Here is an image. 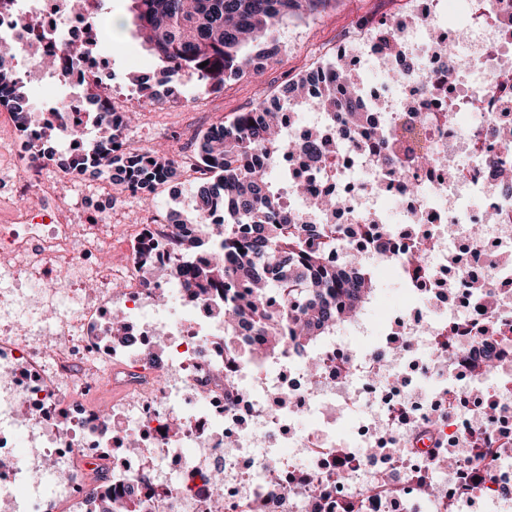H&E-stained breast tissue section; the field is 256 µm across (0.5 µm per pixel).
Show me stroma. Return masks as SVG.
<instances>
[{
    "label": "stroma",
    "mask_w": 512,
    "mask_h": 512,
    "mask_svg": "<svg viewBox=\"0 0 512 512\" xmlns=\"http://www.w3.org/2000/svg\"><path fill=\"white\" fill-rule=\"evenodd\" d=\"M130 7V0H112L111 17L96 21L89 35L97 43L96 53L111 59L108 72L113 95L132 97L128 109L134 112L135 120L125 133L128 146L141 152L163 149L174 156L180 155L186 143L197 142L210 126L276 96L288 80L330 62L339 33L360 32L376 21L374 0H335L333 8L325 13L283 26L281 50L262 77L230 80L221 92L214 93L195 78L185 76L177 95L157 105L138 93L130 81L131 76L162 69L158 58L138 38ZM191 192L189 178L178 175L168 188L154 196L152 203L136 196H115L113 250L123 249L127 228L142 222L146 210L166 214L173 208H185Z\"/></svg>",
    "instance_id": "35a3bbf8"
}]
</instances>
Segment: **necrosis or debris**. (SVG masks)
I'll use <instances>...</instances> for the list:
<instances>
[{"instance_id": "4bbe7bcc", "label": "necrosis or debris", "mask_w": 512, "mask_h": 512, "mask_svg": "<svg viewBox=\"0 0 512 512\" xmlns=\"http://www.w3.org/2000/svg\"><path fill=\"white\" fill-rule=\"evenodd\" d=\"M16 0L0 5V34L17 56L54 55L58 69L40 67L30 80L80 88L62 102L68 125L85 118L84 90L115 111L103 65L71 56L87 40V16L65 11V0ZM394 25L397 48L363 41L336 43V61L353 71L360 126H336L319 154L287 156L289 182L340 196L336 214L314 224L338 228L327 259L340 266L357 249L374 274L404 270L415 244L412 225L431 243L436 288L406 304L397 330L375 339L362 320L348 323L363 340L328 337L308 361L252 367L224 355V319L217 297H187L176 278L158 277L174 252L172 228L153 217L137 225L119 260H111L112 193L88 189L77 219L66 196L51 191L45 162L12 143L0 164V194L20 202L0 224V274L25 283L0 302L30 307L34 295L73 291L71 316L42 311L39 338L14 321L0 322V512H100L105 496L136 512H504L512 505V392L485 399L490 364L512 383V336L476 337L485 320L512 327V186L498 173L512 169V148L497 136L512 126V38L502 24L512 0H406ZM452 53H445V45ZM416 66L396 83L387 78L402 59ZM416 113L437 165L404 170L383 162L377 129L393 130L399 113ZM363 173L368 184L356 182ZM389 200L399 225L373 237L359 224H383ZM465 250L462 263L449 248ZM151 260H144V251ZM186 298L189 319H154L159 292ZM122 315L127 335L113 336ZM431 353L419 360L420 346ZM120 379L124 397L101 418L90 405L101 374ZM364 411L354 435L337 438L336 420L354 404ZM313 418L299 430L293 421ZM454 462L413 447L432 420ZM110 479L93 488L91 466ZM223 474L224 488L212 477ZM434 481L439 492L422 497ZM332 482L333 493L322 490Z\"/></svg>"}]
</instances>
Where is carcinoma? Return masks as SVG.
Returning a JSON list of instances; mask_svg holds the SVG:
<instances>
[{"instance_id":"carcinoma-1","label":"carcinoma","mask_w":512,"mask_h":512,"mask_svg":"<svg viewBox=\"0 0 512 512\" xmlns=\"http://www.w3.org/2000/svg\"><path fill=\"white\" fill-rule=\"evenodd\" d=\"M333 0H132L136 31L142 42L172 77L194 76L211 91L246 75H261L278 53V33L290 20L321 13ZM260 50L244 54L248 46ZM208 65L201 66V63ZM309 75L289 82L273 100L288 108L316 109L336 115L353 112L356 82L347 75L339 87L328 86L310 95ZM0 107L13 112L18 131L26 136L39 127V138L51 142L58 127L48 119L35 123L29 95L17 76L14 57L0 45ZM87 121L96 130L80 157L64 167L68 174L122 175L131 184L155 190L172 180L176 161L167 155L121 150L132 123L127 112H90ZM402 136L412 146L414 162L428 166L433 158L422 149V133L406 119ZM285 151L282 113L260 102L238 112L228 123L215 125L200 137L196 160L209 173L195 185L193 207L187 216L169 215L179 230L200 225L202 238L184 241L176 249L171 270L189 292L208 294L224 289L225 352L257 365L273 358L304 354L336 328L345 314L359 313L376 295V279L363 267L359 254L349 253L342 267L326 261L337 240L329 235L311 246L310 224L290 213L275 191V171L252 165L258 154L274 161ZM224 210V223L207 224L203 216ZM242 330L256 336H288L289 348L242 350L232 339Z\"/></svg>"}]
</instances>
